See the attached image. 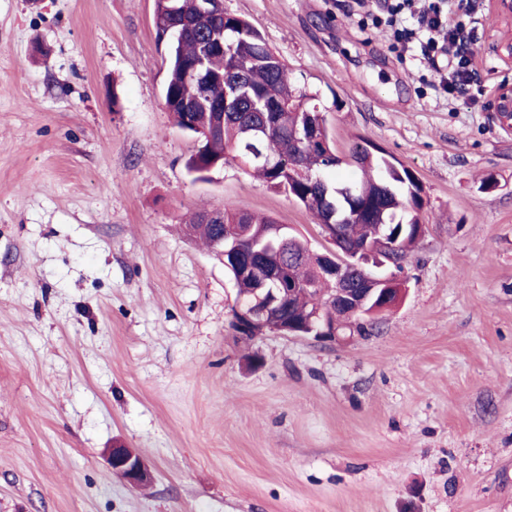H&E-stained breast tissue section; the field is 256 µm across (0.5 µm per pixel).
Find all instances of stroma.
Returning a JSON list of instances; mask_svg holds the SVG:
<instances>
[{
	"label": "stroma",
	"instance_id": "35a3bbf8",
	"mask_svg": "<svg viewBox=\"0 0 512 512\" xmlns=\"http://www.w3.org/2000/svg\"><path fill=\"white\" fill-rule=\"evenodd\" d=\"M154 0H0V512H512V132L476 0L479 94L364 23L375 0H224L315 94L339 152L413 170L426 233L406 293L333 344L236 337L200 210L329 247L236 164L194 179L164 104ZM498 187L483 191L487 177ZM130 448L151 483L114 475ZM499 125L504 129H512V80L501 81L496 88L490 106Z\"/></svg>",
	"mask_w": 512,
	"mask_h": 512
}]
</instances>
